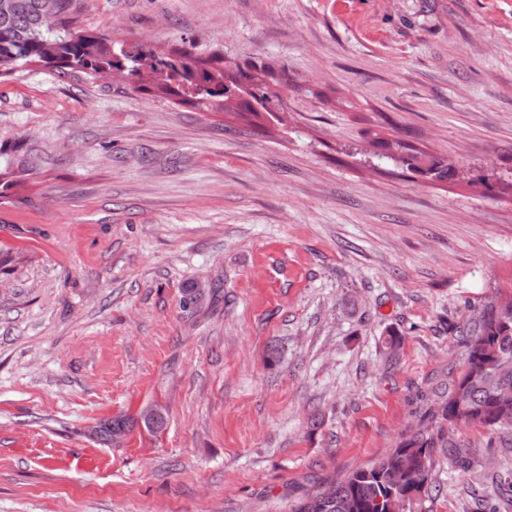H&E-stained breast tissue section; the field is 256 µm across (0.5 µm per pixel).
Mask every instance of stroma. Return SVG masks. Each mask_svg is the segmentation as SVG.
I'll return each instance as SVG.
<instances>
[{
	"mask_svg": "<svg viewBox=\"0 0 512 512\" xmlns=\"http://www.w3.org/2000/svg\"><path fill=\"white\" fill-rule=\"evenodd\" d=\"M71 7L278 95L243 117L37 64L0 78V512H290L422 428L455 326L512 300V0ZM397 138L486 184L385 157ZM117 415L121 444L91 438ZM452 437L479 465L437 445L414 512H481L512 476V431Z\"/></svg>",
	"mask_w": 512,
	"mask_h": 512,
	"instance_id": "35a3bbf8",
	"label": "stroma"
}]
</instances>
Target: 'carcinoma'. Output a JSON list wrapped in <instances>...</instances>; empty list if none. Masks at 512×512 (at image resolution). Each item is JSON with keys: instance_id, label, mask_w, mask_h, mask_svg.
Returning a JSON list of instances; mask_svg holds the SVG:
<instances>
[{"instance_id": "carcinoma-1", "label": "carcinoma", "mask_w": 512, "mask_h": 512, "mask_svg": "<svg viewBox=\"0 0 512 512\" xmlns=\"http://www.w3.org/2000/svg\"><path fill=\"white\" fill-rule=\"evenodd\" d=\"M56 10L59 29L40 22L46 3ZM71 0H0V77L20 65L44 64L60 74L116 71L138 84L142 71L162 90L195 99L212 110L223 106L232 90L224 85V68L203 63L183 50L159 57L144 46L115 52L101 31L80 29L70 17ZM419 170L438 179L456 175L447 161L430 160ZM439 419L449 426L463 421L495 435L512 428V301L469 333L467 351L453 391L440 406ZM135 423L129 416L105 420L95 437L109 444L113 434L126 436ZM435 436L417 430L384 456L305 495L291 512H412L431 480Z\"/></svg>"}]
</instances>
